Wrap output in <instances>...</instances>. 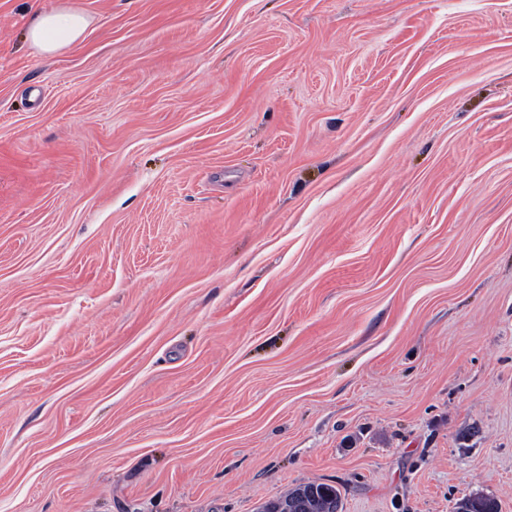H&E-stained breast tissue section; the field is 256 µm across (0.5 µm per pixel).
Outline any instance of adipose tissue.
I'll return each mask as SVG.
<instances>
[{
    "label": "adipose tissue",
    "mask_w": 512,
    "mask_h": 512,
    "mask_svg": "<svg viewBox=\"0 0 512 512\" xmlns=\"http://www.w3.org/2000/svg\"><path fill=\"white\" fill-rule=\"evenodd\" d=\"M91 22L80 9L65 6L37 15L27 31V41L38 53L55 55L78 41Z\"/></svg>",
    "instance_id": "obj_1"
}]
</instances>
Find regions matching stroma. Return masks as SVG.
Masks as SVG:
<instances>
[{
    "instance_id": "1",
    "label": "stroma",
    "mask_w": 512,
    "mask_h": 512,
    "mask_svg": "<svg viewBox=\"0 0 512 512\" xmlns=\"http://www.w3.org/2000/svg\"><path fill=\"white\" fill-rule=\"evenodd\" d=\"M313 482L512 512V0H0V512ZM90 22V17L82 10L65 6L37 15L28 28L26 39L38 53L53 56L78 41Z\"/></svg>"
}]
</instances>
